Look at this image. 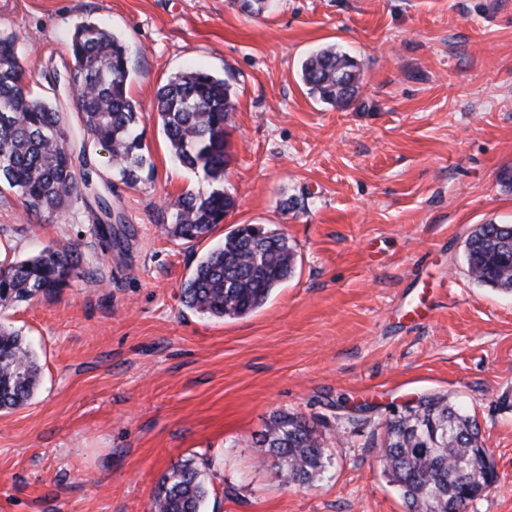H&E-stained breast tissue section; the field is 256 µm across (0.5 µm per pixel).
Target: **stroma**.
<instances>
[{
  "label": "stroma",
  "mask_w": 512,
  "mask_h": 512,
  "mask_svg": "<svg viewBox=\"0 0 512 512\" xmlns=\"http://www.w3.org/2000/svg\"><path fill=\"white\" fill-rule=\"evenodd\" d=\"M130 49L151 180L114 183L122 244L86 203L53 219L0 197V262L76 247L79 275L0 310L36 354L27 404L0 412V512H150L161 477L210 463L204 512H406L380 446L393 410L430 393L475 415L496 473L468 512H512V294L475 282L466 239L512 224V0H18L33 95L83 21ZM332 45L361 69L347 105L311 98L302 62ZM224 78L236 110L224 188L236 207L194 242L168 208L201 182L171 156L155 94L175 73ZM239 224L287 235L293 276L236 319L196 314L180 285ZM428 306L429 318L409 313ZM367 402L355 422L338 397ZM302 414L331 464L284 486L258 441Z\"/></svg>",
  "instance_id": "stroma-1"
}]
</instances>
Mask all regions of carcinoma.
<instances>
[{"label":"carcinoma","mask_w":512,"mask_h":512,"mask_svg":"<svg viewBox=\"0 0 512 512\" xmlns=\"http://www.w3.org/2000/svg\"><path fill=\"white\" fill-rule=\"evenodd\" d=\"M65 70L80 90L74 105L80 126L64 125V105L30 94L17 51V38L0 32V185L20 198L27 211L48 218L81 199L79 185H92L89 170L76 164L86 155L87 134L107 150L112 175L133 187L154 166L139 125L141 112L130 95L125 42L92 21L75 27ZM309 93L324 103L347 104L359 89L354 59L329 46L301 66ZM157 118L179 164L202 175L205 189L187 192L170 203L167 232L193 242L222 223L235 206L224 190L231 160L227 128L236 110L230 85L199 71L176 73L158 88ZM102 216L95 235L106 251L121 244L103 221L111 207L98 198ZM466 263L479 284L512 293V224H482L467 240ZM294 251L279 228L239 224L221 247L210 250L180 288L182 304L201 315L225 319L245 316L265 304L272 291L291 277ZM73 247L48 246L38 254L0 265V308L50 296L79 273ZM39 365L21 333L0 322V410L24 405L38 382ZM276 459L282 482L309 486L322 476L330 455L316 427L300 414L276 413L261 439ZM488 450L476 418L444 394L420 397L413 414L386 423L381 457L388 481L407 512H448V503L467 504L489 489L494 475L485 471ZM209 493L206 464L187 460L164 475L151 512H201Z\"/></svg>","instance_id":"1"}]
</instances>
